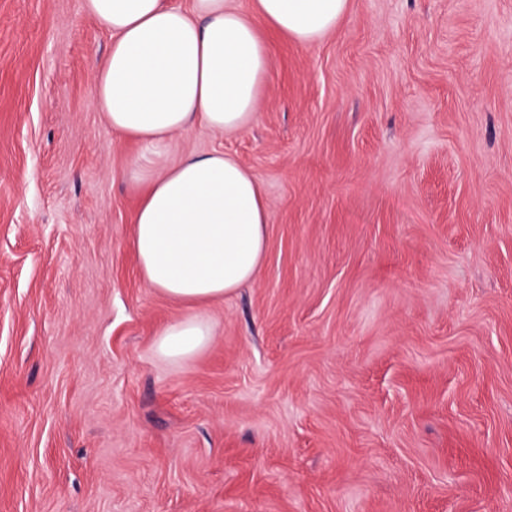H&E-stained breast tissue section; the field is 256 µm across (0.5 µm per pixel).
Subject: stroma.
<instances>
[{"mask_svg": "<svg viewBox=\"0 0 512 512\" xmlns=\"http://www.w3.org/2000/svg\"><path fill=\"white\" fill-rule=\"evenodd\" d=\"M82 0H0V512H512V0H350L268 34L235 156L260 277L184 314L128 247L136 147ZM158 336L157 350L162 356L183 359L205 349L213 333L209 320L202 314L191 311L165 327Z\"/></svg>", "mask_w": 512, "mask_h": 512, "instance_id": "obj_1", "label": "stroma"}]
</instances>
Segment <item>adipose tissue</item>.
<instances>
[{"label": "adipose tissue", "instance_id": "adipose-tissue-1", "mask_svg": "<svg viewBox=\"0 0 512 512\" xmlns=\"http://www.w3.org/2000/svg\"><path fill=\"white\" fill-rule=\"evenodd\" d=\"M348 0H83L111 36L92 71L93 107L139 153L131 181L139 195L129 247L149 288L187 307L165 327L158 352L189 358L212 336L202 306L257 280L267 249L262 182L220 151L173 154L199 127L241 133L253 124L269 78L259 27L307 45L335 30Z\"/></svg>", "mask_w": 512, "mask_h": 512}]
</instances>
